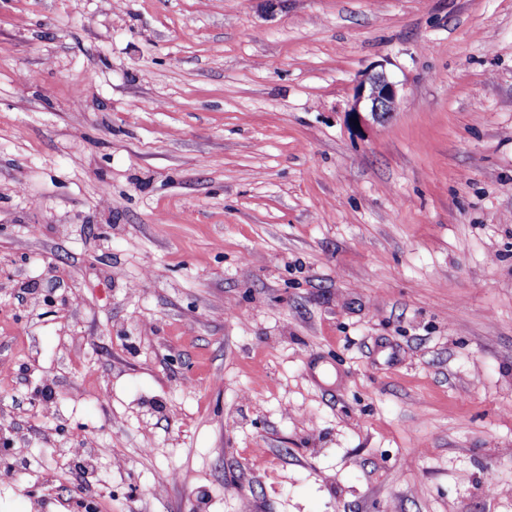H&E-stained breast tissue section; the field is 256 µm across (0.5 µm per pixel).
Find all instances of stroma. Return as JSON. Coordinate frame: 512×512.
<instances>
[{
  "label": "stroma",
  "instance_id": "35a3bbf8",
  "mask_svg": "<svg viewBox=\"0 0 512 512\" xmlns=\"http://www.w3.org/2000/svg\"><path fill=\"white\" fill-rule=\"evenodd\" d=\"M1 446L0 512H512V0H0ZM403 101L401 88L387 72L381 68L370 72L354 88L353 101L349 110L352 119L366 120L363 112L373 120L380 121L400 108Z\"/></svg>",
  "mask_w": 512,
  "mask_h": 512
}]
</instances>
